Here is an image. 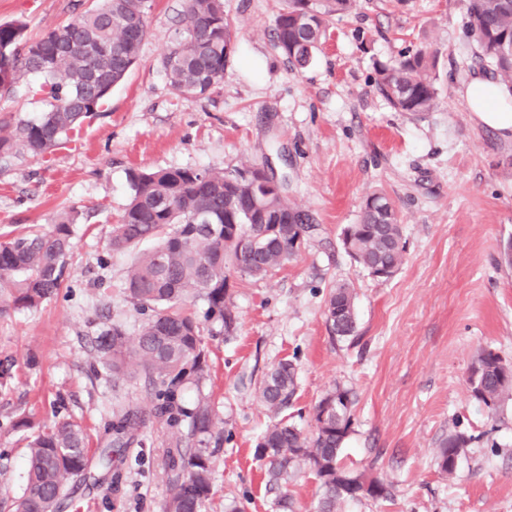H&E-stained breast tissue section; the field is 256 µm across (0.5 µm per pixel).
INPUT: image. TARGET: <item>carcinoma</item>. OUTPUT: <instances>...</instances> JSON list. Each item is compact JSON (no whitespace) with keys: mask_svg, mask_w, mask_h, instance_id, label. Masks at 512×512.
Listing matches in <instances>:
<instances>
[{"mask_svg":"<svg viewBox=\"0 0 512 512\" xmlns=\"http://www.w3.org/2000/svg\"><path fill=\"white\" fill-rule=\"evenodd\" d=\"M143 0H96L89 9L75 4L74 18L31 40L20 21L0 24V99L11 97L28 74L39 77L36 94L44 108L35 120L18 118L12 133L0 137V161L45 157L83 122L102 111L110 92L137 62L147 35V21L134 32L127 19L141 11ZM355 0H287L275 18L274 46L287 62L307 67L326 39L333 18L351 11ZM466 28L476 43L475 57L495 81L512 87V0H468ZM224 15V0H184L179 27L161 54L160 64L171 91L203 97L224 82L233 55ZM436 56L421 49L406 51L391 63L376 65L380 94L398 112L416 115L437 107ZM255 165L232 172L220 168H158L129 174L130 198L109 247L129 249L147 240L156 246L138 255L126 281L127 299L143 312L135 346L120 324L98 337L99 358L112 378L140 374L153 390L150 413L168 427V497L164 512H202L211 491L212 453L218 424L210 401L197 397L184 404L183 388L207 374L204 332L236 330L237 315L228 266L251 278H264L296 255L299 234L312 236V215L290 202L283 186L255 177ZM268 197L276 212L259 222L250 215L252 197ZM78 211L71 209L45 231L0 242V314L38 307L62 286L64 259L73 248ZM355 261L368 272L391 277L403 262L402 227L394 201L373 192L364 201L357 223L350 226ZM244 236H261V248H240ZM192 298L202 317L185 310ZM332 336L356 332L353 289L337 285L326 301ZM296 366L281 360L263 376L258 397L278 415L293 404ZM472 395L494 410L512 391V368L491 351L482 352L471 368ZM353 402L339 386L315 407L314 431L281 419L268 426L256 446L266 461L270 485L280 488L288 477L309 467L319 477L317 512H341L361 498H384L387 487L376 479L347 470L341 452L350 432ZM137 408L113 414L107 432L112 443L131 444L145 424ZM471 438L457 432L440 442L437 464L452 475ZM87 439L82 428L60 420L29 443L24 495L14 512H59L72 479L87 470Z\"/></svg>","mask_w":512,"mask_h":512,"instance_id":"carcinoma-1","label":"carcinoma"}]
</instances>
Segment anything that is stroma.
<instances>
[{
  "label": "stroma",
  "instance_id": "1",
  "mask_svg": "<svg viewBox=\"0 0 512 512\" xmlns=\"http://www.w3.org/2000/svg\"><path fill=\"white\" fill-rule=\"evenodd\" d=\"M74 0H0V23L36 38L69 21ZM283 0H224L235 56L207 97H179L159 65L178 26L181 0H151L148 34L107 109L85 123L89 139L67 153L0 166V241L49 227L77 209L74 248L58 295L38 308L0 315V512L26 486L31 433L63 417L88 436L90 467L75 478L65 512H162L168 496V429L147 417L134 442L116 448L104 428L114 410L149 409L142 376L113 381L98 361L102 330L121 323L136 336L141 316L124 292L135 251H110L112 226L130 194L132 169L271 164L292 202L319 230L269 277L230 274L238 329L204 335L209 374L187 386L209 396L216 436L211 494L203 512L231 500L247 512H280L256 445L272 416L256 390L267 370L290 359L297 395L290 416L305 432L336 386L350 390L353 424L343 464L383 482L388 495L344 504L343 512H512V397L490 411L467 377L481 351L512 366V139L476 123L460 91L476 73L466 31L467 0H357L334 21L310 66L289 67L272 42ZM438 56L439 105L413 116L378 93L377 63L406 48ZM0 100V133L42 109L31 88ZM396 200L403 262L372 277L342 245L365 197ZM355 293L356 333L332 339L325 300L332 287ZM31 428H15L19 417ZM471 442L454 476L436 464L442 439Z\"/></svg>",
  "mask_w": 512,
  "mask_h": 512
}]
</instances>
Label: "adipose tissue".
Instances as JSON below:
<instances>
[{
    "label": "adipose tissue",
    "mask_w": 512,
    "mask_h": 512,
    "mask_svg": "<svg viewBox=\"0 0 512 512\" xmlns=\"http://www.w3.org/2000/svg\"><path fill=\"white\" fill-rule=\"evenodd\" d=\"M469 110L481 123L501 136L512 138V88L474 76L464 87Z\"/></svg>",
    "instance_id": "adipose-tissue-1"
}]
</instances>
